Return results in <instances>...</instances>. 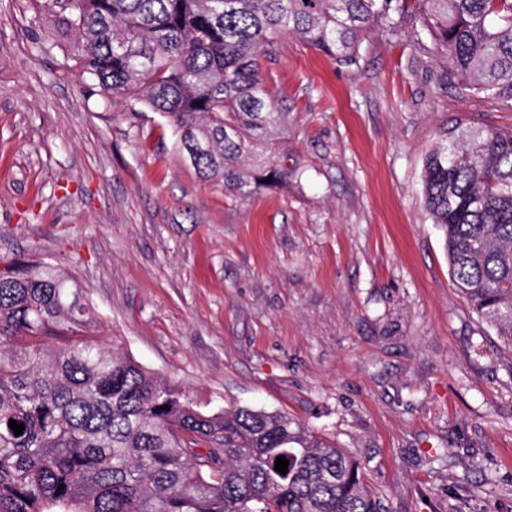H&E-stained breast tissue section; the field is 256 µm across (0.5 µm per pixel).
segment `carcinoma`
Instances as JSON below:
<instances>
[{
  "label": "carcinoma",
  "instance_id": "obj_1",
  "mask_svg": "<svg viewBox=\"0 0 512 512\" xmlns=\"http://www.w3.org/2000/svg\"><path fill=\"white\" fill-rule=\"evenodd\" d=\"M80 80L169 119L196 176L246 198L288 181L254 146L277 110L260 57L283 33L341 64L414 10L470 91L512 100V0H44ZM272 177L270 182L265 178ZM449 273L512 347V128H454L425 157ZM81 284L0 272V512H384L360 462L285 412L204 414L97 335ZM24 424L17 436L9 420ZM289 461L286 474L276 458Z\"/></svg>",
  "mask_w": 512,
  "mask_h": 512
}]
</instances>
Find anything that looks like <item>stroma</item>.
<instances>
[{
	"instance_id": "1",
	"label": "stroma",
	"mask_w": 512,
	"mask_h": 512,
	"mask_svg": "<svg viewBox=\"0 0 512 512\" xmlns=\"http://www.w3.org/2000/svg\"><path fill=\"white\" fill-rule=\"evenodd\" d=\"M31 0H0V271L78 280L98 334L204 412L287 411L362 464L387 512H512V349L454 286L426 154L512 101L458 87L407 14L353 65L282 35L261 65L296 162L247 199L172 122L93 82Z\"/></svg>"
}]
</instances>
